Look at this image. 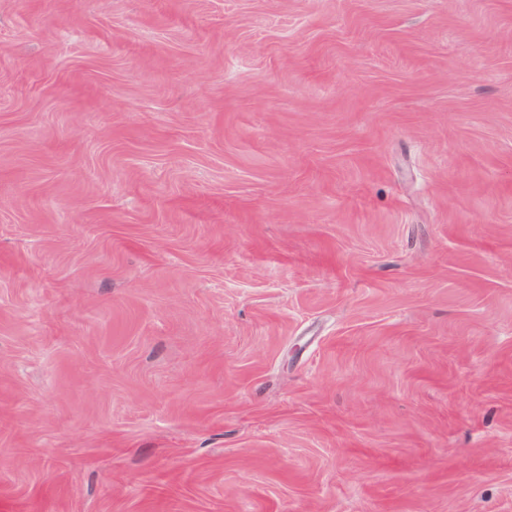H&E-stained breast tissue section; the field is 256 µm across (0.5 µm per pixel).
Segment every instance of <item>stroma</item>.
<instances>
[{
    "mask_svg": "<svg viewBox=\"0 0 512 512\" xmlns=\"http://www.w3.org/2000/svg\"><path fill=\"white\" fill-rule=\"evenodd\" d=\"M0 512H512V0H0Z\"/></svg>",
    "mask_w": 512,
    "mask_h": 512,
    "instance_id": "35a3bbf8",
    "label": "stroma"
}]
</instances>
